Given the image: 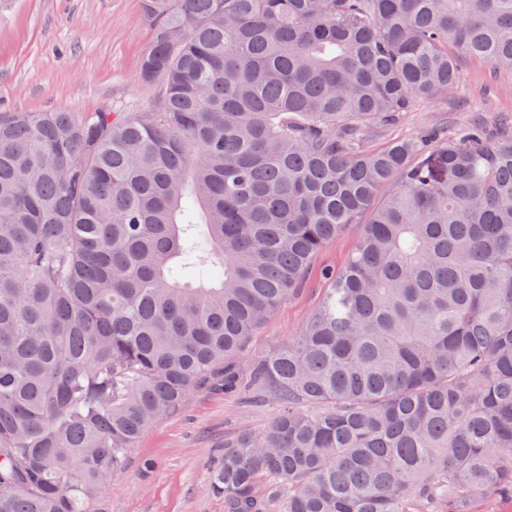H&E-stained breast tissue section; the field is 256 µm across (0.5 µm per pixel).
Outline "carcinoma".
Wrapping results in <instances>:
<instances>
[{"label": "carcinoma", "mask_w": 512, "mask_h": 512, "mask_svg": "<svg viewBox=\"0 0 512 512\" xmlns=\"http://www.w3.org/2000/svg\"><path fill=\"white\" fill-rule=\"evenodd\" d=\"M145 112H0V512H93L217 370L224 512L512 498V129L357 140L512 73V0H141ZM392 192L379 194L388 187ZM304 327L233 368L349 224Z\"/></svg>", "instance_id": "cac0c4a2"}]
</instances>
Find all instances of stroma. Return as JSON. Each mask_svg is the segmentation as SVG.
I'll return each instance as SVG.
<instances>
[{
    "label": "stroma",
    "instance_id": "35a3bbf8",
    "mask_svg": "<svg viewBox=\"0 0 512 512\" xmlns=\"http://www.w3.org/2000/svg\"><path fill=\"white\" fill-rule=\"evenodd\" d=\"M151 39L140 0H0V111H144L154 100L140 78ZM511 115L512 74L493 77L486 62L466 59L453 96L418 100L400 124L373 127L359 143L377 148L432 125L452 136L475 122L494 130ZM362 232L348 225L318 251L298 292L250 338L241 369L303 327L329 286L326 271L344 265ZM276 412L249 392H191L129 451L94 512H224L223 497L206 488L207 469L223 457L225 438L262 429Z\"/></svg>",
    "mask_w": 512,
    "mask_h": 512
}]
</instances>
